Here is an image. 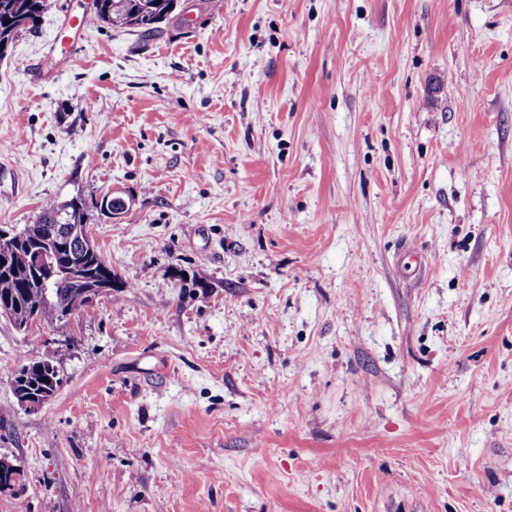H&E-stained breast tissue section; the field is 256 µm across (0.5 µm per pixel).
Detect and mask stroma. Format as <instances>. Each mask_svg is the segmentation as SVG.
I'll use <instances>...</instances> for the list:
<instances>
[{
	"label": "stroma",
	"mask_w": 512,
	"mask_h": 512,
	"mask_svg": "<svg viewBox=\"0 0 512 512\" xmlns=\"http://www.w3.org/2000/svg\"><path fill=\"white\" fill-rule=\"evenodd\" d=\"M91 3L0 57V229L82 197L126 287L0 318V512H512V0H175L61 59ZM93 13L90 11H83L80 14L72 15L65 24L66 33L68 35L61 40L59 36L56 37L54 48L61 52L62 57H70L71 48L70 42L74 43L79 40L83 35L86 36L90 31L91 20ZM50 370L53 371V364L48 360H46V363L44 360H30L22 364L14 374L13 394L16 385L26 388L31 394H38L41 390L49 387L50 379L54 377V374L51 373Z\"/></svg>",
	"instance_id": "obj_1"
}]
</instances>
